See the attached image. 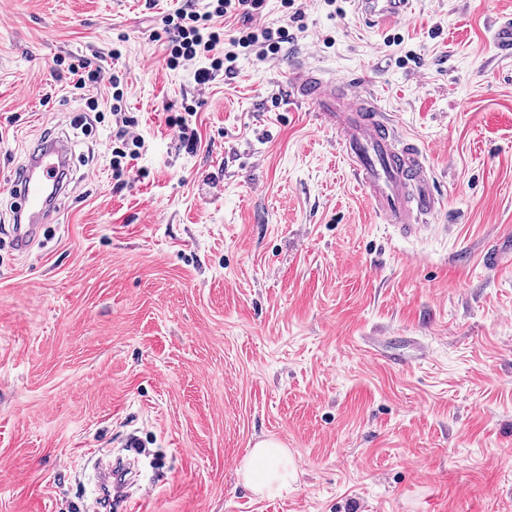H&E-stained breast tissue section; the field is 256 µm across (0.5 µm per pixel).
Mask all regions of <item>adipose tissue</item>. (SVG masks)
I'll return each mask as SVG.
<instances>
[{
    "mask_svg": "<svg viewBox=\"0 0 512 512\" xmlns=\"http://www.w3.org/2000/svg\"><path fill=\"white\" fill-rule=\"evenodd\" d=\"M241 473L247 486L261 496L275 495L296 479L287 450L273 439L259 441L252 448Z\"/></svg>",
    "mask_w": 512,
    "mask_h": 512,
    "instance_id": "1",
    "label": "adipose tissue"
}]
</instances>
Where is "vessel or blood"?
<instances>
[{"label":"vessel or blood","mask_w":512,"mask_h":512,"mask_svg":"<svg viewBox=\"0 0 512 512\" xmlns=\"http://www.w3.org/2000/svg\"><path fill=\"white\" fill-rule=\"evenodd\" d=\"M411 0H354L355 8L374 27L403 18ZM292 97L317 107L324 124L335 130L343 161L362 188L382 223L414 235L425 228L442 206L426 157L413 141L404 139L393 117L384 113L359 81L325 77L319 71L298 68L291 75ZM67 147L59 135L37 140L28 164L16 168L13 188L18 201L11 231L16 251H25L34 234L58 209ZM129 465L118 460L99 474L100 504L106 512L120 507L135 512L137 502L126 493Z\"/></svg>","instance_id":"b4317fda"}]
</instances>
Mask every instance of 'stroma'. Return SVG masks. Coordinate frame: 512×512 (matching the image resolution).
<instances>
[{
  "mask_svg": "<svg viewBox=\"0 0 512 512\" xmlns=\"http://www.w3.org/2000/svg\"><path fill=\"white\" fill-rule=\"evenodd\" d=\"M189 1L210 2L0 0V227L41 133L72 168L55 222L0 249V512L86 506L95 452L131 434L140 512H512V56L490 39L512 0H413L382 31L352 0L297 22L269 0L292 41L202 86L154 38ZM95 53L145 140L120 192L107 87L94 113L54 75ZM298 65L358 78L421 147L426 230L376 219L290 97ZM186 104L194 153L165 123ZM265 438L297 479L260 498L239 468Z\"/></svg>",
  "mask_w": 512,
  "mask_h": 512,
  "instance_id": "stroma-1",
  "label": "stroma"
}]
</instances>
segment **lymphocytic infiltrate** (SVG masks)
Here are the masks:
<instances>
[{
	"mask_svg": "<svg viewBox=\"0 0 512 512\" xmlns=\"http://www.w3.org/2000/svg\"><path fill=\"white\" fill-rule=\"evenodd\" d=\"M265 6L266 0H215L214 6L203 12L181 8L162 16L155 38L165 44L167 67L195 65V81L205 84L218 73L233 74L240 52L254 53L260 61L276 55L282 44L289 42L291 34L285 26L273 29L260 25L258 18ZM227 17L240 22L237 35L229 39L225 38L223 27L217 24L218 19ZM203 58L208 61L204 67L199 64ZM66 71L73 77L74 89L88 92L106 83L113 90L112 178L115 189H122L144 147V140L136 131L137 117L122 110L123 77L88 59L70 62Z\"/></svg>",
	"mask_w": 512,
	"mask_h": 512,
	"instance_id": "lymphocytic-infiltrate-1",
	"label": "lymphocytic infiltrate"
}]
</instances>
